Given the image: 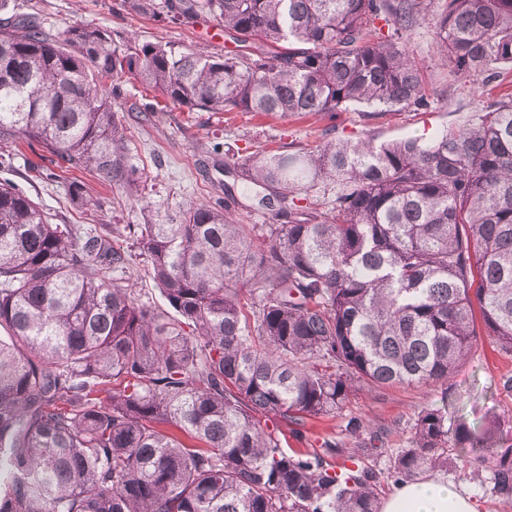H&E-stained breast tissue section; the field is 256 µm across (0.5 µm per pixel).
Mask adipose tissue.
<instances>
[{
    "instance_id": "1",
    "label": "adipose tissue",
    "mask_w": 512,
    "mask_h": 512,
    "mask_svg": "<svg viewBox=\"0 0 512 512\" xmlns=\"http://www.w3.org/2000/svg\"><path fill=\"white\" fill-rule=\"evenodd\" d=\"M380 509L381 512H475L469 497L439 477L399 483Z\"/></svg>"
}]
</instances>
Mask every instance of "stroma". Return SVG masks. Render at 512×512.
Wrapping results in <instances>:
<instances>
[{
    "label": "stroma",
    "mask_w": 512,
    "mask_h": 512,
    "mask_svg": "<svg viewBox=\"0 0 512 512\" xmlns=\"http://www.w3.org/2000/svg\"><path fill=\"white\" fill-rule=\"evenodd\" d=\"M17 11L35 16L55 39H63L74 25L106 29L118 36L132 35L142 42H164L177 50L223 54L237 45L213 19L160 25L129 13L122 0H14ZM410 53L421 65L429 86L444 90L425 109H402L374 113L366 106H353L331 116L283 119L244 112H191L154 93L144 91L139 80L125 76L111 104L120 117L128 153L142 178V200L111 190L96 173L64 171L43 159L38 149H0V180L9 181L33 197L54 224H141L144 205L160 214L175 213L204 198L218 199L231 193L236 214L244 224H269L271 209L262 206L263 189L244 190L236 175V159L283 145L312 148L326 133L355 140L373 135L388 141L411 135L429 136L451 123L464 122L482 111L499 95L512 92V71L501 85L477 88L471 80L450 75L440 58L431 24L416 27L408 40ZM154 110L152 121L137 117L136 108ZM83 183L97 204L87 210L70 203L72 180ZM512 376L508 355L488 337H478L471 356L448 384L428 388L360 386L350 395L342 413L307 421L302 438L281 426L283 448H317L324 441L342 443L357 453L361 463L386 469L396 449L407 447L418 413L447 402L449 417L465 419L475 431L499 417L512 420V392L503 388ZM356 414L370 423L360 438L348 437L344 418ZM442 476L470 494L477 512H512V504L492 495L491 471L473 472L456 449L448 451V468Z\"/></svg>",
    "instance_id": "obj_1"
}]
</instances>
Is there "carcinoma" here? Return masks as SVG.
I'll use <instances>...</instances> for the list:
<instances>
[{
  "label": "carcinoma",
  "mask_w": 512,
  "mask_h": 512,
  "mask_svg": "<svg viewBox=\"0 0 512 512\" xmlns=\"http://www.w3.org/2000/svg\"><path fill=\"white\" fill-rule=\"evenodd\" d=\"M123 5L212 18L239 50L84 25L60 43L30 14L0 18V143H35L130 198L140 180L107 79L198 112L426 106L406 40L428 19L455 76L486 86L512 67V0ZM234 167L271 192L277 223L242 224L226 200L144 224H51L0 182V512H379V473H331L260 416L296 437L360 385L448 382L482 333L512 353L511 94L430 137L326 139ZM135 258L165 307L126 277ZM495 429L427 408L388 474L446 468L450 446L477 472ZM493 462L491 492L511 503L512 446Z\"/></svg>",
  "instance_id": "1"
}]
</instances>
